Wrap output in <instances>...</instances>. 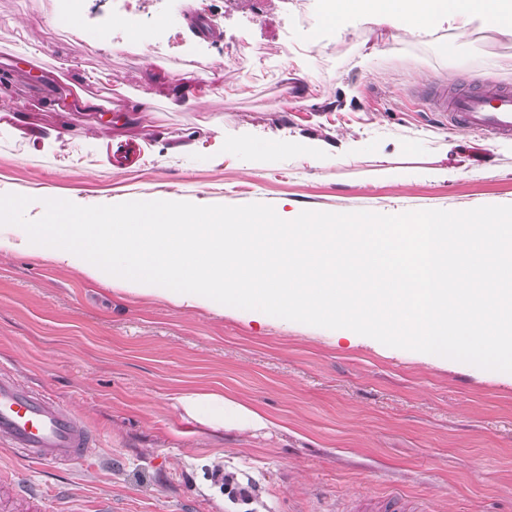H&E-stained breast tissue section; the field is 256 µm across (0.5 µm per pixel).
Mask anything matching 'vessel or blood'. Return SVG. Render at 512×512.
<instances>
[{
	"label": "vessel or blood",
	"mask_w": 512,
	"mask_h": 512,
	"mask_svg": "<svg viewBox=\"0 0 512 512\" xmlns=\"http://www.w3.org/2000/svg\"><path fill=\"white\" fill-rule=\"evenodd\" d=\"M430 107L449 127L488 138L512 137L511 87H441L434 91ZM94 444L89 425L80 413L0 372V446L10 449L17 458L48 470L85 462ZM0 498H19L27 503L29 512H47L45 497L26 484H13L0 492ZM352 510L404 512L396 495L383 502L356 501Z\"/></svg>",
	"instance_id": "b4317fda"
}]
</instances>
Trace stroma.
<instances>
[{
	"instance_id": "obj_1",
	"label": "stroma",
	"mask_w": 512,
	"mask_h": 512,
	"mask_svg": "<svg viewBox=\"0 0 512 512\" xmlns=\"http://www.w3.org/2000/svg\"><path fill=\"white\" fill-rule=\"evenodd\" d=\"M62 0H0V75L20 119L0 114V194L46 191L82 206L131 196L288 212L399 214L512 205V139L449 129L415 99L428 81L512 86V41L475 23L421 34L355 17L324 21L323 0H211L214 42L185 18L197 0H79L84 36L48 25ZM110 30L115 52L96 48ZM145 38L131 43L132 30ZM41 51L30 59L28 48ZM98 112L52 102L86 71ZM207 78L204 109L151 70ZM149 111L121 112L139 96ZM246 137L309 138L313 161ZM398 178H379L382 169ZM0 369L79 411L99 464L42 471L0 449L12 481L109 497L125 512H343L400 491L428 512H512V373L392 348L343 329L226 307L176 308L108 289L31 255L0 256ZM222 390L276 422L255 434L183 416L177 391ZM251 485L244 505L216 469Z\"/></svg>"
}]
</instances>
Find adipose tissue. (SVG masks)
<instances>
[{
    "label": "adipose tissue",
    "mask_w": 512,
    "mask_h": 512,
    "mask_svg": "<svg viewBox=\"0 0 512 512\" xmlns=\"http://www.w3.org/2000/svg\"><path fill=\"white\" fill-rule=\"evenodd\" d=\"M355 15L409 32L430 29L445 19L461 36L480 20L512 40V0H331L327 21L339 26ZM174 401L186 415L215 429L255 433L273 425L259 409L220 390L188 389L176 394Z\"/></svg>",
    "instance_id": "ef3b65f1"
}]
</instances>
